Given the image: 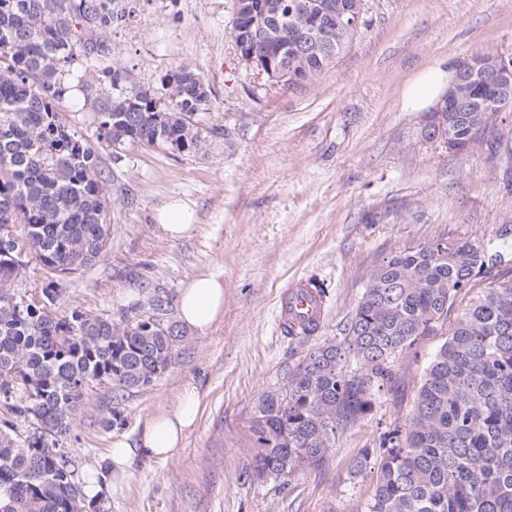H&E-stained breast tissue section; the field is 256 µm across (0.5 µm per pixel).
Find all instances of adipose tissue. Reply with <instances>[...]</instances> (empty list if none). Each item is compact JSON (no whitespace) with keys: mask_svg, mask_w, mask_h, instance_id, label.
Wrapping results in <instances>:
<instances>
[{"mask_svg":"<svg viewBox=\"0 0 512 512\" xmlns=\"http://www.w3.org/2000/svg\"><path fill=\"white\" fill-rule=\"evenodd\" d=\"M224 313V284L214 274L202 273L187 281L180 293L179 318L196 332L206 333ZM200 397L195 388L184 389L174 408L149 416L135 440H113L107 460L115 488H123L132 476L137 457L169 460L177 456L187 435L193 430Z\"/></svg>","mask_w":512,"mask_h":512,"instance_id":"adipose-tissue-1","label":"adipose tissue"}]
</instances>
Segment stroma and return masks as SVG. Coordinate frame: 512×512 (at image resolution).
<instances>
[{
    "label": "stroma",
    "mask_w": 512,
    "mask_h": 512,
    "mask_svg": "<svg viewBox=\"0 0 512 512\" xmlns=\"http://www.w3.org/2000/svg\"><path fill=\"white\" fill-rule=\"evenodd\" d=\"M236 3L112 0L131 17L108 32L99 70H120L157 98L179 66L197 73L208 91L197 148L115 150L95 124L71 117L101 159L112 234L93 266L63 281L64 309L116 320L133 307L147 312L158 294L175 324L186 281L210 272L224 282V316L210 332L182 329L174 362L120 404L111 386L92 388L63 439L83 480H95L103 512H366L375 480L350 477L353 461L411 414L434 353L472 301L512 279V111L465 153L428 137L430 102L405 96L428 70L482 51L512 56V0H366L353 41L299 86L240 60ZM174 198L193 211L191 238L168 239L155 220ZM437 240L474 241L501 259L398 357V390L376 394L372 412L337 434L318 465L285 485L254 476L260 398L283 389L311 348L342 339L375 265ZM301 279L324 289L325 318L312 336L291 338L279 300ZM191 386L198 420L178 456L138 458L128 488L112 491L96 475L112 441L136 438L149 414ZM114 406L122 421L109 428Z\"/></svg>",
    "instance_id": "obj_1"
}]
</instances>
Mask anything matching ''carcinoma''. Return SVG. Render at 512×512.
<instances>
[{
	"mask_svg": "<svg viewBox=\"0 0 512 512\" xmlns=\"http://www.w3.org/2000/svg\"><path fill=\"white\" fill-rule=\"evenodd\" d=\"M288 19L259 49L288 45V84L320 76L352 41L337 23L335 49L309 42L303 0H263ZM46 0H0V43L26 54L0 61V408L30 423L0 421V512H97L73 458L60 452L90 386L121 391L151 386L174 361L178 337L163 323L167 301L150 314L114 321L81 309L59 311L60 281L96 263L111 235L96 150L62 107L83 95L98 135L109 144L198 146L186 117L207 104L187 68L169 77L176 105L158 114L134 87L91 98L93 63L106 52L104 31L125 19L112 0H57L69 24L44 14ZM449 103V147L466 150L512 107L495 86L465 82ZM51 280L40 299L18 305L15 282L31 260ZM486 264L468 241L444 249L418 245L390 254L370 272L340 343L324 342L288 372L281 391L261 397L252 426L263 445L252 470L288 483L320 461L336 433L371 411L376 392L398 382L396 359L429 335L454 297ZM357 367L344 369L346 355ZM376 489L366 512H512V280L488 289L464 312L418 387L414 410L378 448Z\"/></svg>",
	"mask_w": 512,
	"mask_h": 512,
	"instance_id": "obj_1",
	"label": "carcinoma"
}]
</instances>
